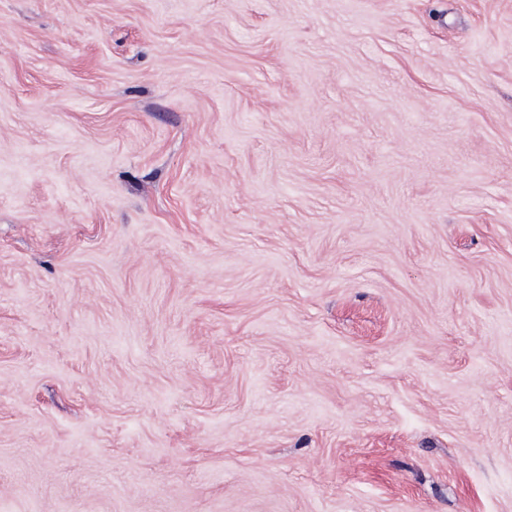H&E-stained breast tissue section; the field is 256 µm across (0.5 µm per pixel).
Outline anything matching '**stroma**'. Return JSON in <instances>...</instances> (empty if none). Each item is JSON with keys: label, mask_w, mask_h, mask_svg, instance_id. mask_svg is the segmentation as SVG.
<instances>
[{"label": "stroma", "mask_w": 512, "mask_h": 512, "mask_svg": "<svg viewBox=\"0 0 512 512\" xmlns=\"http://www.w3.org/2000/svg\"><path fill=\"white\" fill-rule=\"evenodd\" d=\"M0 512H512V0H0Z\"/></svg>", "instance_id": "35a3bbf8"}]
</instances>
